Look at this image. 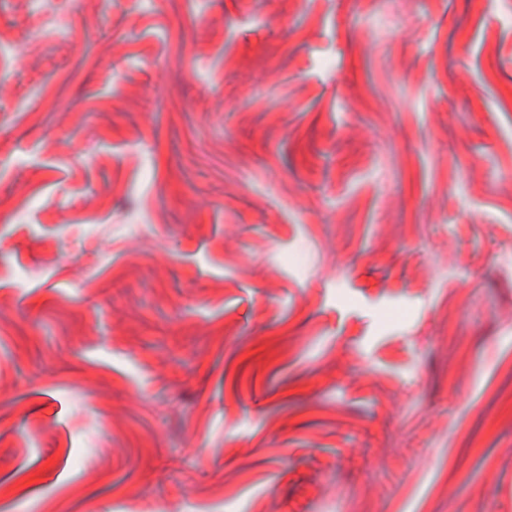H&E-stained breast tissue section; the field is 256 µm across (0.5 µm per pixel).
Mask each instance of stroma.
<instances>
[{"instance_id": "obj_1", "label": "stroma", "mask_w": 512, "mask_h": 512, "mask_svg": "<svg viewBox=\"0 0 512 512\" xmlns=\"http://www.w3.org/2000/svg\"><path fill=\"white\" fill-rule=\"evenodd\" d=\"M0 0V512H512V0Z\"/></svg>"}]
</instances>
